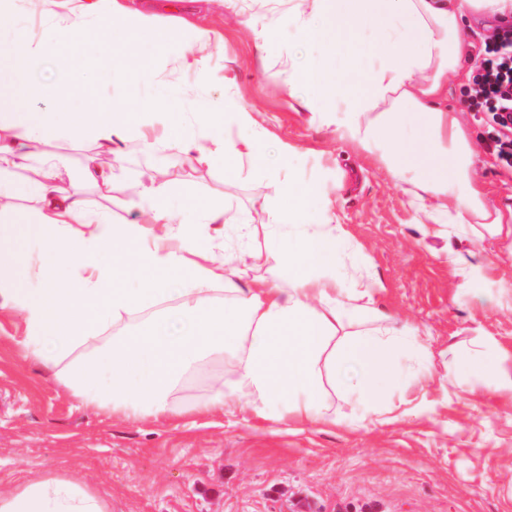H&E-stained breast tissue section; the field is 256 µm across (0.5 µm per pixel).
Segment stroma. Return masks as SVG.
I'll use <instances>...</instances> for the list:
<instances>
[{"label":"stroma","mask_w":512,"mask_h":512,"mask_svg":"<svg viewBox=\"0 0 512 512\" xmlns=\"http://www.w3.org/2000/svg\"><path fill=\"white\" fill-rule=\"evenodd\" d=\"M182 0L178 11L154 9L167 32L157 79L112 83L101 77L98 95L122 96L156 112V135L166 127L197 136L213 133L204 114L217 112L226 138L262 133L267 164L231 160L201 165L159 145L141 150L126 142L108 195L85 192L114 223L139 220L126 200L142 174L168 182L170 205L193 226L200 248L214 244V227L198 223L195 208L221 204L237 212L246 235L227 231L234 251L259 255L250 275L276 279L275 261L263 260L270 237L269 211L277 203L275 180L316 184L355 241L369 256L383 288L374 296L394 327L419 330L423 354L399 355L395 372L404 384L388 389L376 408L344 394L326 363H318L324 404L336 424H299L279 404L256 417L246 404L235 414L206 410L216 390L230 388L239 360L227 353L199 361L169 394L168 419H127L85 404L68 384L71 370L89 363L114 339L135 333L143 315L100 325L96 338L66 350L54 368L26 358V322L20 310H0V490L59 476L98 494L108 512H512V396L499 391L512 378V310L480 306L459 286L448 261L457 253L486 270L476 286L512 297V241L447 235L418 223L386 170L365 152L340 141L335 122L309 111L304 93L289 96L286 77L307 57L336 46L338 73L363 79L356 58L367 57L369 34L323 29L300 38L288 19V0H243L240 13L214 8L210 24L223 43L192 47L184 18L200 11ZM475 152L476 172L491 205H512V168L486 149L495 131L471 106L462 86L448 95ZM250 112L253 128L236 113ZM28 200L0 215V230L21 242L27 267L19 287L36 285L41 249L24 238ZM500 348L489 377L454 382L448 368L470 357L482 339ZM395 420L382 422V410Z\"/></svg>","instance_id":"stroma-1"}]
</instances>
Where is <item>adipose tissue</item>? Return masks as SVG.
<instances>
[{"label":"adipose tissue","instance_id":"ef3b65f1","mask_svg":"<svg viewBox=\"0 0 512 512\" xmlns=\"http://www.w3.org/2000/svg\"><path fill=\"white\" fill-rule=\"evenodd\" d=\"M43 17L53 28L41 39H24L0 51V82L15 83L23 101L45 98L47 111L12 108L13 118L0 124V171L15 167L18 158L32 154L45 141L93 140L102 153L115 154L130 132L147 137L149 113L134 114L127 101L101 102L94 80L77 86L42 83L34 73L46 59H55L59 73L70 72L80 57L74 41L100 0H38ZM288 12L307 38H316L317 21L339 31L378 30V51L365 70V84L356 87L329 71V57L312 58L288 73L289 85L305 84L334 115L341 139L365 151L400 182V188L420 223L448 227L459 234L485 228L490 236L512 239V215L490 205L475 176L470 140L454 113L442 102L448 96V77L460 74L468 52L460 35L464 16L489 10L512 17V0H288ZM113 16L124 18L119 37L107 34L91 43L109 55L111 81L123 82L130 72L152 77V63L166 40L150 23L149 14L127 0H109ZM169 144L195 161L216 158L259 161L261 136L235 141L216 135L200 139L169 137ZM63 155L45 161L26 182L0 180V212L15 196L33 204L29 225L39 242L43 261L39 285L9 292L0 289V309L17 306L23 313L29 357L44 366L57 361L49 338L77 346L92 330L124 313L144 309L180 295L184 320L191 329L171 336L159 333L161 314L153 328L125 337L120 354L103 353L93 365L70 374L74 393L87 402L126 417L172 416L168 394L196 362L224 348L240 351L231 394L217 392L212 409L226 411L246 401L256 416L270 404H281L299 422L331 424L322 400L315 365L329 353L335 368L357 366L349 386L357 399L370 400L386 391L395 351L418 349V331L374 327L348 335L335 347L327 342L336 326L355 318L352 290L336 266L351 253L366 270L364 289L379 287L370 275V261L328 205L319 201L317 186L291 182L280 186L279 205L271 211L268 253L287 269L277 282L246 280V265L235 255L206 257L190 262L197 246L188 224L176 221L166 184L146 180L129 210L145 211V222L114 224L97 210L80 185L107 189L111 170L86 165L78 185H59ZM139 287H125L126 275ZM221 285L232 305L215 303L214 285ZM0 512H107L94 493L78 484L49 477L0 493Z\"/></svg>","mask_w":512,"mask_h":512}]
</instances>
